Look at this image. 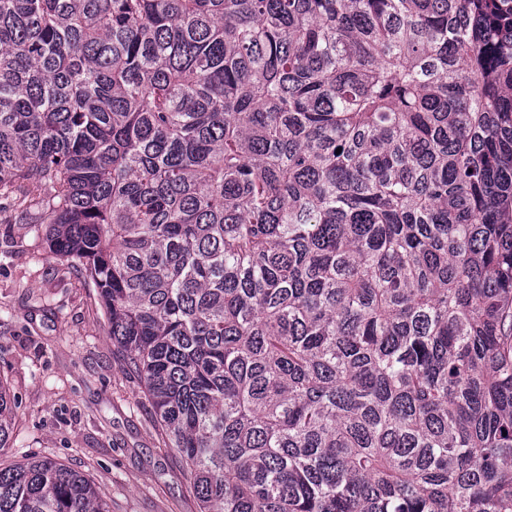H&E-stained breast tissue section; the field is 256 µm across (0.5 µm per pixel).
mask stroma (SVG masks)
<instances>
[{
    "label": "stroma",
    "mask_w": 512,
    "mask_h": 512,
    "mask_svg": "<svg viewBox=\"0 0 512 512\" xmlns=\"http://www.w3.org/2000/svg\"><path fill=\"white\" fill-rule=\"evenodd\" d=\"M46 233L21 189L0 196V383L15 403L0 463H63L95 484L110 512H199L96 290L50 253Z\"/></svg>",
    "instance_id": "35a3bbf8"
}]
</instances>
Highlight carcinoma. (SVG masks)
I'll list each match as a JSON object with an SVG mask.
<instances>
[{
	"label": "carcinoma",
	"instance_id": "carcinoma-1",
	"mask_svg": "<svg viewBox=\"0 0 512 512\" xmlns=\"http://www.w3.org/2000/svg\"><path fill=\"white\" fill-rule=\"evenodd\" d=\"M19 184L199 512H512V0H0Z\"/></svg>",
	"mask_w": 512,
	"mask_h": 512
}]
</instances>
